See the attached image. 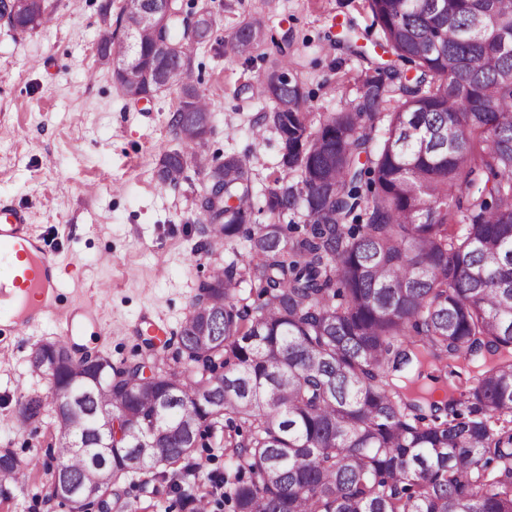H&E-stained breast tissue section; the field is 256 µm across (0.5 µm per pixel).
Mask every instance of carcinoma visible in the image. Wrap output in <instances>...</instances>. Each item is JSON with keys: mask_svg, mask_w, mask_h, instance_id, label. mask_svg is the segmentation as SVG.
Segmentation results:
<instances>
[{"mask_svg": "<svg viewBox=\"0 0 512 512\" xmlns=\"http://www.w3.org/2000/svg\"><path fill=\"white\" fill-rule=\"evenodd\" d=\"M36 2L21 15L0 0V20L34 30L52 14ZM368 6L381 32L373 48L392 59L365 70L361 95L315 131L278 49L258 126L276 134L286 176L259 207L249 160L209 164L200 148L213 109L197 87L180 92L172 127L185 149L164 154L158 180L206 170L200 233L242 238L247 251L201 283L172 356L185 370L160 359L146 377L144 361L88 351L74 363L61 339L32 352L53 407L82 396L79 414L54 415L63 452L48 499L87 512L66 485L118 499L125 479L192 460L228 416L238 421L224 436L234 512H512V0ZM185 13L158 34L136 32L130 59L152 97L164 87L157 70L193 69L217 31L216 14L196 31ZM102 16L104 63L128 46ZM260 29L241 25L230 50L254 62ZM299 210L307 223H256ZM456 360L475 378L463 399L449 388L440 405L411 377ZM114 410L128 434L102 446L96 421ZM44 411L31 394L17 414L32 425ZM33 465L0 448L4 480Z\"/></svg>", "mask_w": 512, "mask_h": 512, "instance_id": "cac0c4a2", "label": "carcinoma"}]
</instances>
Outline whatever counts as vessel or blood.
<instances>
[{"label":"vessel or blood","mask_w":512,"mask_h":512,"mask_svg":"<svg viewBox=\"0 0 512 512\" xmlns=\"http://www.w3.org/2000/svg\"><path fill=\"white\" fill-rule=\"evenodd\" d=\"M16 258L28 259L29 265L0 281V320L25 332L58 311L57 254L33 235L24 209L0 199V264Z\"/></svg>","instance_id":"obj_1"}]
</instances>
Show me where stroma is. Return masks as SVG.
Segmentation results:
<instances>
[{
    "label": "stroma",
    "mask_w": 512,
    "mask_h": 512,
    "mask_svg": "<svg viewBox=\"0 0 512 512\" xmlns=\"http://www.w3.org/2000/svg\"><path fill=\"white\" fill-rule=\"evenodd\" d=\"M193 0L218 18V39L198 51L193 78L214 110L203 152L247 156L256 190L280 170L279 142L257 133L267 110L261 78L287 41L290 68L313 115L355 99L365 65L341 43L348 29L377 39L367 0ZM53 22L31 32L0 21V198L29 211L35 233L58 253L60 312L73 318V343L120 364L150 360L146 332L175 341L199 283L243 251L244 240L204 242L198 199L207 181L189 168L186 180L160 187L162 156L178 149L171 126L177 89L136 104L121 95L112 72L96 60L105 0H50ZM263 20L272 44L265 60L244 63L226 41L244 21ZM57 337L47 320L28 335L0 331V448L42 464L19 485L0 484V512H69L47 501V468L56 453L51 417L27 426L15 417L29 393L50 397L47 377L31 374L29 357ZM206 467L171 478L161 472L123 482L111 512H189L187 496L210 490L229 467L224 433H208L196 452Z\"/></svg>",
    "instance_id": "stroma-1"
}]
</instances>
